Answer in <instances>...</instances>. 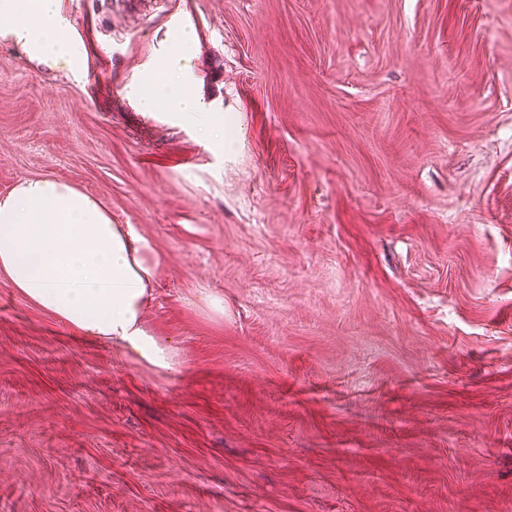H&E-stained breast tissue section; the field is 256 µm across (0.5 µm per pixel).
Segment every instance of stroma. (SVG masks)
Returning <instances> with one entry per match:
<instances>
[{"mask_svg": "<svg viewBox=\"0 0 512 512\" xmlns=\"http://www.w3.org/2000/svg\"><path fill=\"white\" fill-rule=\"evenodd\" d=\"M0 34V197L148 248L166 363L0 273V512H501L512 500V0H60ZM237 148L124 88L179 22ZM3 15L14 17L17 24L1 36L9 37L29 59L64 63L70 69L78 67L74 30L61 19L59 0H1L0 16Z\"/></svg>", "mask_w": 512, "mask_h": 512, "instance_id": "stroma-1", "label": "stroma"}]
</instances>
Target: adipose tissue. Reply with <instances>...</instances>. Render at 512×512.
Segmentation results:
<instances>
[{"instance_id":"obj_1","label":"adipose tissue","mask_w":512,"mask_h":512,"mask_svg":"<svg viewBox=\"0 0 512 512\" xmlns=\"http://www.w3.org/2000/svg\"><path fill=\"white\" fill-rule=\"evenodd\" d=\"M3 15L15 18L8 36L29 59L77 68L75 34L59 15V0H0ZM193 39L191 23L175 28L168 50L126 93L142 111L194 120L204 142L233 152L223 113L188 90ZM145 247L96 198L51 178L24 181L0 199V268L22 294L88 335L123 341L162 363L164 349L141 326L149 272L138 255Z\"/></svg>"}]
</instances>
